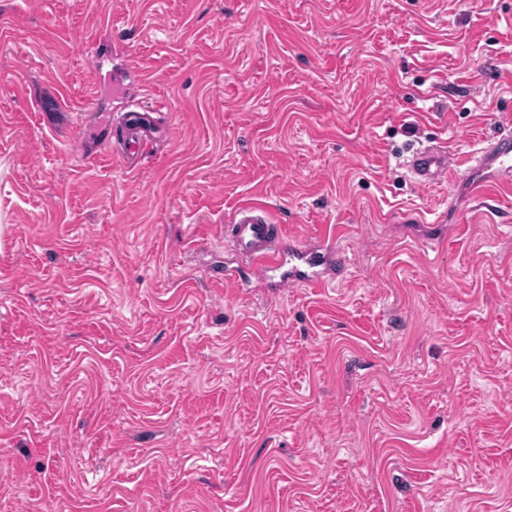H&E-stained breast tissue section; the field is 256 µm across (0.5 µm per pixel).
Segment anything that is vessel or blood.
Returning a JSON list of instances; mask_svg holds the SVG:
<instances>
[{
  "mask_svg": "<svg viewBox=\"0 0 512 512\" xmlns=\"http://www.w3.org/2000/svg\"><path fill=\"white\" fill-rule=\"evenodd\" d=\"M154 111L142 107L125 113L126 154L138 156L146 149V139L154 126ZM492 165H471L455 171L446 147L433 145L416 150L408 167L418 184L437 185L452 176H461L473 194L490 183L512 187V137L492 138L489 144ZM225 240L231 250L245 258L254 276L269 278L279 272L278 285L322 286L333 282L346 259L331 241L299 245L291 241L280 225L271 223L262 206L247 204L237 209Z\"/></svg>",
  "mask_w": 512,
  "mask_h": 512,
  "instance_id": "1",
  "label": "vessel or blood"
}]
</instances>
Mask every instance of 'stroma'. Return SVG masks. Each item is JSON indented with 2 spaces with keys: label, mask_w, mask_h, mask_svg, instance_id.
<instances>
[{
  "label": "stroma",
  "mask_w": 512,
  "mask_h": 512,
  "mask_svg": "<svg viewBox=\"0 0 512 512\" xmlns=\"http://www.w3.org/2000/svg\"><path fill=\"white\" fill-rule=\"evenodd\" d=\"M501 132L512 0H0V512H512V190L407 167ZM155 110L149 107H141L137 110L126 112L123 118V129L126 134V156L135 157L146 150V137L154 126ZM265 209L247 204L234 215L225 240L231 250L245 258L254 276L268 279L271 272L288 265L278 281V288L295 285L323 286L335 279L346 259L334 239L320 244L298 245L281 226L271 224Z\"/></svg>",
  "instance_id": "35a3bbf8"
}]
</instances>
